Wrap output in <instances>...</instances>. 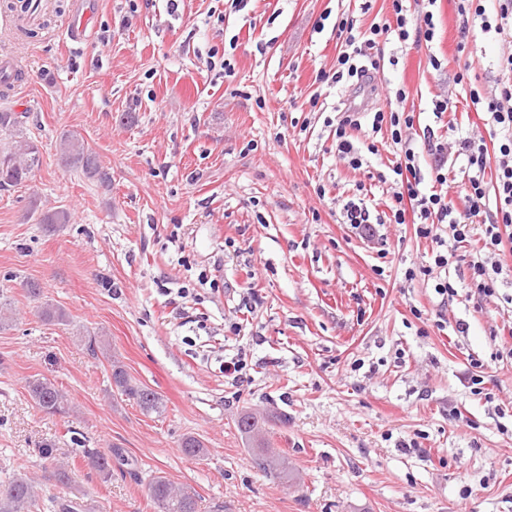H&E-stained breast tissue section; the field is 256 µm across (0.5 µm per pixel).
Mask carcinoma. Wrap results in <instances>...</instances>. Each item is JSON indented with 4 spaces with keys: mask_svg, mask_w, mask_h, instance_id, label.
<instances>
[{
    "mask_svg": "<svg viewBox=\"0 0 512 512\" xmlns=\"http://www.w3.org/2000/svg\"><path fill=\"white\" fill-rule=\"evenodd\" d=\"M24 124L23 115L9 108L0 109V134L5 142L0 144V190H7L27 182L40 166L41 157L37 145L29 138L16 133ZM60 162L66 167L81 171L85 177L97 182L102 188L112 185L110 174L102 167L98 154L75 132H65L59 141ZM112 382L120 394L134 401L146 413H159L164 404L160 396L148 387L132 382L125 369L112 365ZM28 393L35 406L46 414H60L68 407L62 390L51 380L34 377L28 381ZM258 465L264 470L279 469L275 455L255 444ZM91 466L103 477L111 476L110 456L100 451L83 450ZM148 495L159 512H198L194 491L176 487L163 476H155L148 482ZM38 480L26 473H18L0 488V512H38L40 507H58L55 498L39 503Z\"/></svg>",
    "mask_w": 512,
    "mask_h": 512,
    "instance_id": "cac0c4a2",
    "label": "carcinoma"
}]
</instances>
